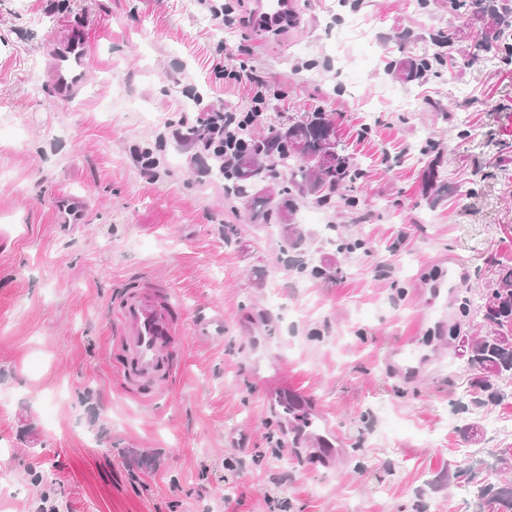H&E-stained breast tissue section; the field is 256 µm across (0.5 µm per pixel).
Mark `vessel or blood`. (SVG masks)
Wrapping results in <instances>:
<instances>
[{
  "mask_svg": "<svg viewBox=\"0 0 512 512\" xmlns=\"http://www.w3.org/2000/svg\"><path fill=\"white\" fill-rule=\"evenodd\" d=\"M252 15L259 22L282 26L294 16L293 0H252ZM47 74L58 95L75 96L83 87L90 57L87 44L77 38L51 44ZM186 314L177 304L169 286L148 280L142 286L124 291L117 311L115 347L121 355L120 374L124 391L150 402L160 388L179 371V353L187 345L184 331ZM282 410L303 427L314 432L320 447L334 450L341 446L339 432L327 429V417L301 391L282 389L278 395Z\"/></svg>",
  "mask_w": 512,
  "mask_h": 512,
  "instance_id": "1",
  "label": "vessel or blood"
}]
</instances>
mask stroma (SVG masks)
<instances>
[{"instance_id": "obj_1", "label": "stroma", "mask_w": 512, "mask_h": 512, "mask_svg": "<svg viewBox=\"0 0 512 512\" xmlns=\"http://www.w3.org/2000/svg\"><path fill=\"white\" fill-rule=\"evenodd\" d=\"M251 9L227 28L202 0H0V512H36L45 494L57 512H472L464 490L512 446L486 428L512 420V398L472 405L466 358L446 345L479 329L463 298L512 264V64L478 51L479 22L448 0H296L297 25L272 34ZM76 33L88 77L60 102L47 44ZM451 51L472 60L392 75ZM245 68L278 91L263 121L332 113L364 172L355 208L310 222L304 200L306 239L288 252L225 208L191 146L168 141L153 178L133 158L164 123L247 111L232 76ZM63 196L81 223H61ZM452 256L467 282L403 382L382 357ZM143 276L170 283L188 335L148 405L123 393L112 346L114 307ZM216 310L223 337L199 333ZM284 382L342 433L337 461L317 463L314 437L268 405Z\"/></svg>"}]
</instances>
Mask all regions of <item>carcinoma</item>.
<instances>
[{
    "label": "carcinoma",
    "mask_w": 512,
    "mask_h": 512,
    "mask_svg": "<svg viewBox=\"0 0 512 512\" xmlns=\"http://www.w3.org/2000/svg\"><path fill=\"white\" fill-rule=\"evenodd\" d=\"M448 0V10L458 17L480 15L485 20L481 47L487 54L512 59V0ZM293 132L280 134L281 123L262 129L251 126L243 131L245 143L234 153L215 163L216 177L224 181V199L232 212L242 210L262 216L263 225L278 233L286 248H296L304 233L295 220L296 198L312 196L320 206L340 202L352 206L347 194L362 177V170L345 154L336 131L335 119L325 112H313L290 120ZM336 146V164L318 174L301 159V151L316 153L327 140ZM289 172L288 185L279 183L280 173ZM481 315L480 331L473 336L452 333L448 344L468 352L469 371L475 384L489 397L505 400V387L512 384V267L501 268L495 280L482 289L479 301L468 302L464 311ZM481 510L512 512V481L505 478L479 487Z\"/></svg>",
    "instance_id": "cac0c4a2"
}]
</instances>
